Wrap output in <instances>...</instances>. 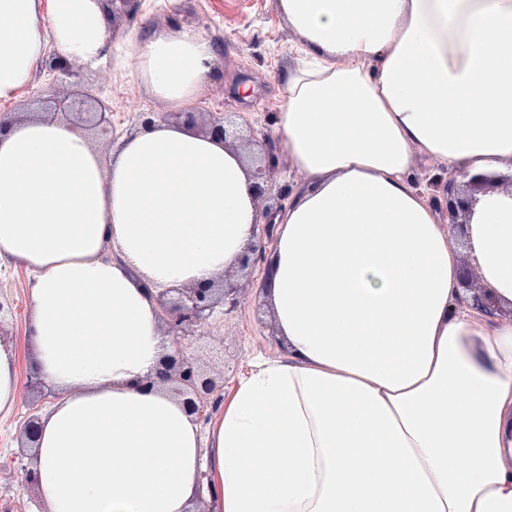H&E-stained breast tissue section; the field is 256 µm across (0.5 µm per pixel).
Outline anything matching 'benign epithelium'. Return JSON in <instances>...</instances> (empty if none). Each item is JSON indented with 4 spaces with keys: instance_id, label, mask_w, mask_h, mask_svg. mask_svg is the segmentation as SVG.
<instances>
[{
    "instance_id": "benign-epithelium-1",
    "label": "benign epithelium",
    "mask_w": 512,
    "mask_h": 512,
    "mask_svg": "<svg viewBox=\"0 0 512 512\" xmlns=\"http://www.w3.org/2000/svg\"><path fill=\"white\" fill-rule=\"evenodd\" d=\"M50 68L64 83L71 85L79 82L80 71L75 69L70 60L54 56L50 60ZM65 115L74 125L94 132L102 141L112 139V113L106 111L93 94L87 91L76 93L65 110ZM174 116L176 120L183 121V125L226 145L239 139L236 129L226 124L222 117L206 118L199 112H176ZM250 175L257 200L263 203L270 199L269 165L257 162ZM504 185L509 186V193L512 194V177L506 179L502 176H472L461 187L456 185L455 179H448L447 186L444 187L448 223L456 229L460 237H465L464 226L472 223L479 196L495 193ZM273 229L272 224L262 225L259 237L250 246L248 253L241 257L240 268L245 269L263 261L266 253L264 239L272 236ZM473 298L476 305L486 312L499 309L491 288L483 283L473 293ZM157 300L163 312L165 329L177 336L187 325H206L219 306L233 310L237 305L236 286L223 276L209 285L166 288L159 293ZM158 378L170 384L173 393L182 397L187 412L197 419L203 416L205 407H215L220 402L218 392L222 385L204 374L196 360L179 343L174 344L173 354L163 360Z\"/></svg>"
}]
</instances>
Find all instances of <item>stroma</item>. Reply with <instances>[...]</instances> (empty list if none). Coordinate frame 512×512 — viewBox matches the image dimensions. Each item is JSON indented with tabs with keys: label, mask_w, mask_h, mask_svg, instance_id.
<instances>
[{
	"label": "stroma",
	"mask_w": 512,
	"mask_h": 512,
	"mask_svg": "<svg viewBox=\"0 0 512 512\" xmlns=\"http://www.w3.org/2000/svg\"><path fill=\"white\" fill-rule=\"evenodd\" d=\"M190 27L208 38L218 53V68L194 105L195 111L220 116H240L251 128L250 137L263 147L270 164L272 203L285 205L306 177L293 169L280 143L278 86L296 58L298 35L288 28L274 8V0H142L137 13L115 21V57L91 67L81 65V79L112 114L115 138L134 128L143 112H165V104L136 76L135 52L124 39L135 32L146 36L158 29ZM247 88L239 97L238 88ZM61 86L45 63H37L33 80L18 97L0 103V116L30 110L38 102L63 99ZM29 275L13 263L0 261V293L14 302V340L25 335L29 314ZM237 306L228 313L215 312L208 326L190 327L181 342L210 376L223 379L232 392L260 357L278 359L286 354L269 304L263 296L262 272L252 269L233 276ZM25 392L18 409L0 417V512H41V505L25 480L27 454L20 448L19 428L35 410L54 398Z\"/></svg>",
	"instance_id": "35a3bbf8"
}]
</instances>
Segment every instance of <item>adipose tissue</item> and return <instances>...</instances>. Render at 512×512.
I'll return each mask as SVG.
<instances>
[{
  "mask_svg": "<svg viewBox=\"0 0 512 512\" xmlns=\"http://www.w3.org/2000/svg\"><path fill=\"white\" fill-rule=\"evenodd\" d=\"M302 42L278 126L303 173L277 213L264 296L288 355L256 363L212 422L162 384L153 292L236 267L265 223L243 152L169 123L103 154L65 116L0 130V252L33 273L27 344L55 399L30 449L44 512H512V318L457 303L450 228L410 183L417 154L512 175V0H276ZM169 111L217 67L209 39H134ZM112 56L100 0H0V100L49 49ZM376 62L374 72L362 63ZM512 304V197L469 226ZM23 399L0 340V414Z\"/></svg>",
  "mask_w": 512,
  "mask_h": 512,
  "instance_id": "1",
  "label": "adipose tissue"
}]
</instances>
